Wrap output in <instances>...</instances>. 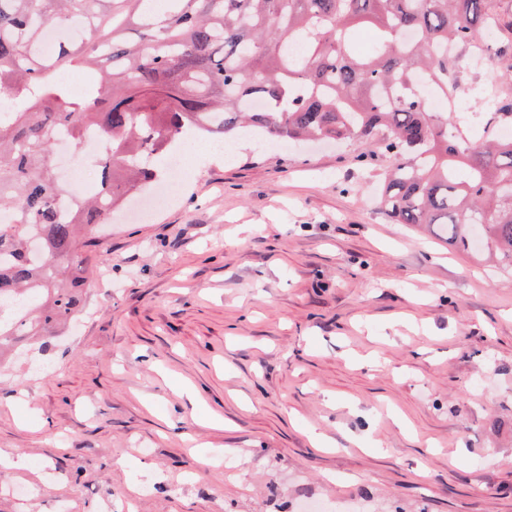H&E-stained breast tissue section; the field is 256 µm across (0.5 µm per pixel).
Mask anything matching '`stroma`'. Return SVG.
I'll use <instances>...</instances> for the list:
<instances>
[{"label":"stroma","instance_id":"obj_1","mask_svg":"<svg viewBox=\"0 0 512 512\" xmlns=\"http://www.w3.org/2000/svg\"><path fill=\"white\" fill-rule=\"evenodd\" d=\"M502 47L450 68L512 92ZM195 147L174 201L98 238L52 339L0 368V512H512V275L391 223L379 141ZM500 421V431L490 428ZM324 433L316 448L310 431Z\"/></svg>","mask_w":512,"mask_h":512}]
</instances>
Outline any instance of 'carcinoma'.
<instances>
[{
    "instance_id": "carcinoma-1",
    "label": "carcinoma",
    "mask_w": 512,
    "mask_h": 512,
    "mask_svg": "<svg viewBox=\"0 0 512 512\" xmlns=\"http://www.w3.org/2000/svg\"><path fill=\"white\" fill-rule=\"evenodd\" d=\"M66 36L54 54L47 28ZM497 25L493 0H0V363L46 346L78 311L95 225L157 181V160L186 133L284 142L382 136L393 158L380 205L398 224L448 225V242L512 272V139L461 134L448 97V45ZM373 33L361 55L356 42ZM99 74L76 96L66 72ZM491 125L512 100L485 102ZM95 131L100 181L71 191L54 176L61 135ZM112 203L107 210L105 202Z\"/></svg>"
}]
</instances>
